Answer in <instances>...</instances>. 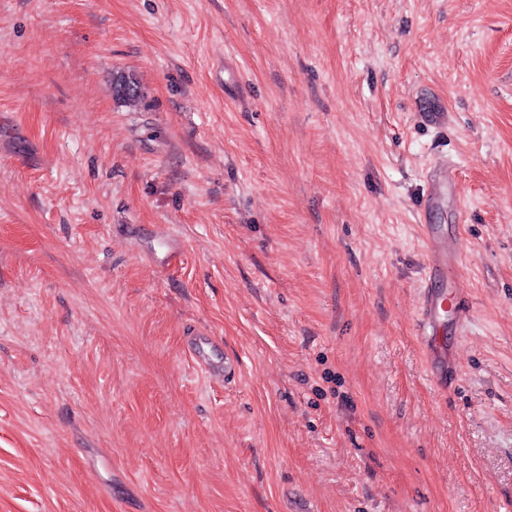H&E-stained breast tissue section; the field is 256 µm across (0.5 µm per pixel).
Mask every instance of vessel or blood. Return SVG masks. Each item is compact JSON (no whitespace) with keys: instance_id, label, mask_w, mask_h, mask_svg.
<instances>
[{"instance_id":"1","label":"vessel or blood","mask_w":512,"mask_h":512,"mask_svg":"<svg viewBox=\"0 0 512 512\" xmlns=\"http://www.w3.org/2000/svg\"><path fill=\"white\" fill-rule=\"evenodd\" d=\"M453 183L448 174L447 163L440 162L434 167L429 178L428 193L421 203L422 211H429L442 203L448 196V188ZM426 248V268L429 287L420 289L417 307V321L420 331V342L424 357L435 385L442 390L455 388L459 366L457 357L442 334L445 330V320L441 315L444 308L443 293L432 288L431 283L437 279L447 280L455 304L456 330H464L470 319V309L465 300L461 279L456 266L460 254V239L449 234L447 229L435 224L423 227ZM164 250L152 256L154 266L167 271L175 266L180 259L181 242L169 232L160 234ZM210 338L200 331L190 332L187 349L196 365L201 367L214 380L224 383L235 380L240 370L238 357L233 353H225L223 364L213 363L208 357L204 346Z\"/></svg>"}]
</instances>
